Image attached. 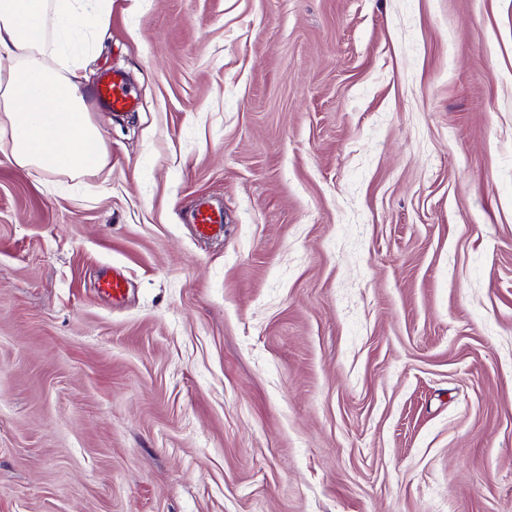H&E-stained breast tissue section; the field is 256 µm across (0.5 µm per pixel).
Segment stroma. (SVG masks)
Segmentation results:
<instances>
[{"label": "stroma", "instance_id": "stroma-1", "mask_svg": "<svg viewBox=\"0 0 512 512\" xmlns=\"http://www.w3.org/2000/svg\"><path fill=\"white\" fill-rule=\"evenodd\" d=\"M112 70L100 173L0 113V512H512V0H112ZM96 97L112 109V112H125L136 107L130 90L123 77L117 73L100 81L95 91ZM192 224L200 239L224 236V212L221 208L200 203L192 212Z\"/></svg>", "mask_w": 512, "mask_h": 512}]
</instances>
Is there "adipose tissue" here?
<instances>
[{"instance_id":"ef3b65f1","label":"adipose tissue","mask_w":512,"mask_h":512,"mask_svg":"<svg viewBox=\"0 0 512 512\" xmlns=\"http://www.w3.org/2000/svg\"><path fill=\"white\" fill-rule=\"evenodd\" d=\"M111 10L112 0H0V112L18 165L75 175L105 167L77 56L82 34L106 35Z\"/></svg>"}]
</instances>
